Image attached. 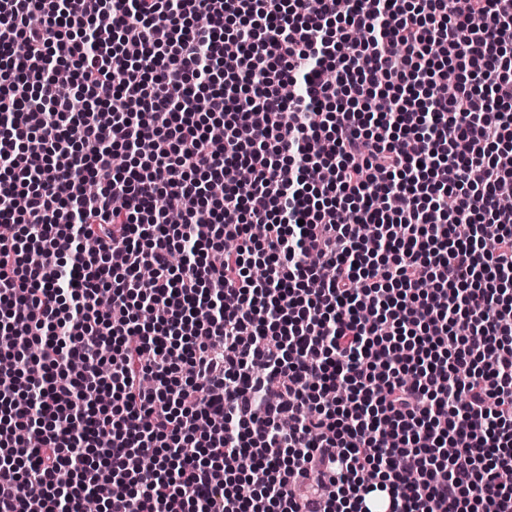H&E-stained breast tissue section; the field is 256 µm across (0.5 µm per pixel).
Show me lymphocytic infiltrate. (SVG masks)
<instances>
[{
  "mask_svg": "<svg viewBox=\"0 0 512 512\" xmlns=\"http://www.w3.org/2000/svg\"><path fill=\"white\" fill-rule=\"evenodd\" d=\"M509 152L512 0H0V512H512Z\"/></svg>",
  "mask_w": 512,
  "mask_h": 512,
  "instance_id": "f902f5d3",
  "label": "lymphocytic infiltrate"
}]
</instances>
